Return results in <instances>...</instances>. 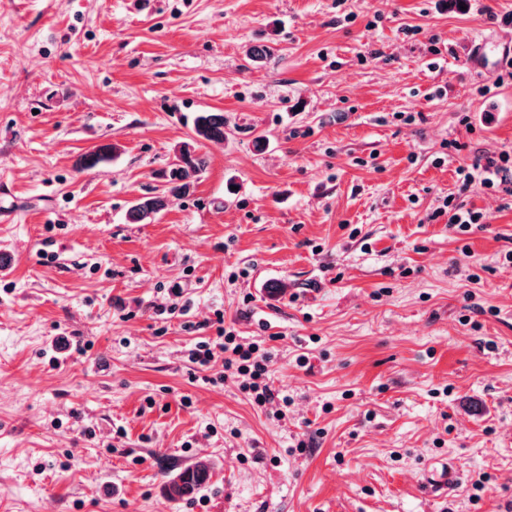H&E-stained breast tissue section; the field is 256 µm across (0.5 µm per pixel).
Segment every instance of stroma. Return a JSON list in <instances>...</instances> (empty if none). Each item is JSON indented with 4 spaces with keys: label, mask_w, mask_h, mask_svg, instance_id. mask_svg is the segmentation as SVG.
I'll return each instance as SVG.
<instances>
[{
    "label": "stroma",
    "mask_w": 512,
    "mask_h": 512,
    "mask_svg": "<svg viewBox=\"0 0 512 512\" xmlns=\"http://www.w3.org/2000/svg\"><path fill=\"white\" fill-rule=\"evenodd\" d=\"M511 11L0 0V512H512V197L457 174L512 149V78L470 64ZM185 143L193 192L128 223ZM221 327L266 408L187 361ZM193 132L197 138L214 144H223L226 139L223 112H197L193 119ZM116 147L112 144H102L92 151L80 156L77 161V167L81 170L94 169L100 164L108 161L115 153ZM220 335L215 341H201L190 349L188 358L191 362L202 367L208 366L215 360L216 349L224 353L223 364L225 371L233 370L242 376H249L252 380L248 388L252 390L254 402L258 406H264L274 400L275 394L271 386L265 382L267 374L268 351L260 350L257 343H253L247 349L235 343L232 331L224 328L219 330ZM210 477L208 463L187 467L169 479L166 486L167 497L174 502L189 498L203 487Z\"/></svg>",
    "instance_id": "obj_1"
}]
</instances>
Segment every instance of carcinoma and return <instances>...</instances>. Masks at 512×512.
Returning a JSON list of instances; mask_svg holds the SVG:
<instances>
[{"mask_svg":"<svg viewBox=\"0 0 512 512\" xmlns=\"http://www.w3.org/2000/svg\"><path fill=\"white\" fill-rule=\"evenodd\" d=\"M193 132L202 140L214 144L224 143L226 139L224 113L210 110L196 113L193 119ZM115 151L114 145L102 144L81 155L77 161V167L81 170L94 169L108 161ZM207 166V155L192 153L186 148L181 149L175 161L163 174L165 179L163 191L134 200L126 213L128 223H150L167 207L170 198L187 194L193 182L206 170ZM210 477V465L207 463L187 467L169 479L166 486L167 497L174 502L189 498L203 487Z\"/></svg>","mask_w":512,"mask_h":512,"instance_id":"obj_1","label":"carcinoma"}]
</instances>
